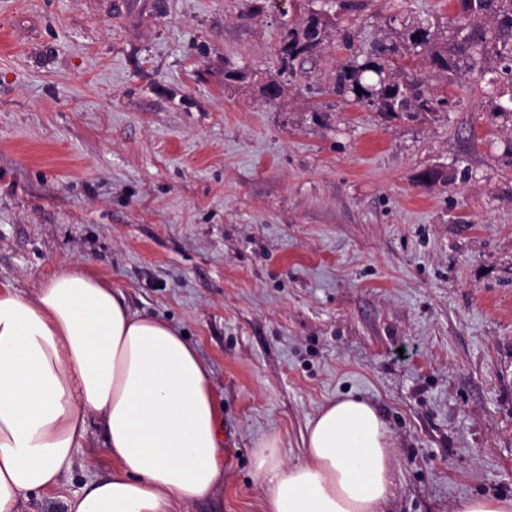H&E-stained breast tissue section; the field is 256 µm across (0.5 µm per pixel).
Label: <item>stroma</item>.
<instances>
[{"label":"stroma","instance_id":"1","mask_svg":"<svg viewBox=\"0 0 512 512\" xmlns=\"http://www.w3.org/2000/svg\"><path fill=\"white\" fill-rule=\"evenodd\" d=\"M0 0V282L32 294L82 263L131 311L170 321L224 407V489L176 512H264L259 440L304 459L307 425L355 394L394 445L387 512L512 497V115L473 73L420 70L444 111L387 118L323 89L314 54L277 104L224 87L227 64L276 75L298 0ZM445 25L454 0H363L365 52L393 14ZM428 169L450 180L418 185ZM64 487L67 512L110 473L104 434Z\"/></svg>","mask_w":512,"mask_h":512}]
</instances>
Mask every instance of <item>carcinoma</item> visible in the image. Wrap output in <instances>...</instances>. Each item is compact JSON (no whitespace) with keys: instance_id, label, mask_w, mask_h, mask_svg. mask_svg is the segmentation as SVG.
<instances>
[{"instance_id":"carcinoma-1","label":"carcinoma","mask_w":512,"mask_h":512,"mask_svg":"<svg viewBox=\"0 0 512 512\" xmlns=\"http://www.w3.org/2000/svg\"><path fill=\"white\" fill-rule=\"evenodd\" d=\"M459 12L452 20V34L443 39L430 22L410 25L396 14L389 23L397 26L396 39L375 42L365 57L353 55L336 66L329 93L390 117L415 118L431 115L445 107L426 82L415 74L396 73L393 63L415 55L427 67L453 82L464 73L487 71L496 60L512 75V0H456ZM358 0H340L338 9L309 10L300 21L284 25L279 52V73L264 80L245 67H224V88L257 85L265 103L273 105L282 97V76L295 77L297 65L322 48L334 30L349 40L343 22L360 9ZM361 93H356V90Z\"/></svg>"}]
</instances>
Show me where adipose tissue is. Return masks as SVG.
Wrapping results in <instances>:
<instances>
[{"label": "adipose tissue", "mask_w": 512, "mask_h": 512, "mask_svg": "<svg viewBox=\"0 0 512 512\" xmlns=\"http://www.w3.org/2000/svg\"><path fill=\"white\" fill-rule=\"evenodd\" d=\"M94 417L112 469L69 498L67 512H175L223 489L217 394L178 328L131 312L81 263L30 297L0 283V512L62 486ZM255 465L270 484L265 512H385L394 495L387 425L352 394L309 422L303 462L283 465L272 434Z\"/></svg>", "instance_id": "ef3b65f1"}]
</instances>
